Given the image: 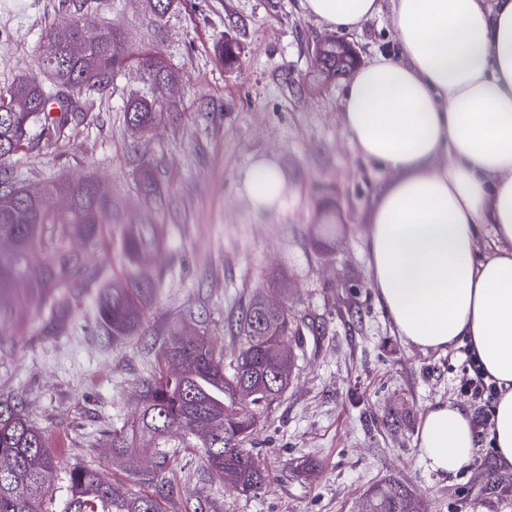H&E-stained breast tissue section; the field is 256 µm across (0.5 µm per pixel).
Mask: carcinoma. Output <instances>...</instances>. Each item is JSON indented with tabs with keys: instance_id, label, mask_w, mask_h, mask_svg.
Masks as SVG:
<instances>
[{
	"instance_id": "cac0c4a2",
	"label": "carcinoma",
	"mask_w": 512,
	"mask_h": 512,
	"mask_svg": "<svg viewBox=\"0 0 512 512\" xmlns=\"http://www.w3.org/2000/svg\"><path fill=\"white\" fill-rule=\"evenodd\" d=\"M158 39L164 38L165 20L178 0H149ZM94 19L76 9L70 19L48 27L41 37L35 69L0 87V323L16 322L18 299L45 300L62 287L70 297L98 288L96 320L114 341L134 336L143 326L153 296L152 285L139 279L137 260L147 251L160 252L164 240L158 227L126 224L109 196L92 189L94 179H60L37 192L15 186L11 160L34 137L46 141L64 136L83 118L80 103L112 88L116 75L137 67L150 84L176 81L158 50L121 46L97 40ZM87 43L84 59L67 55L69 42ZM317 67L330 77L357 67L358 57L344 52L315 51ZM179 101L159 105L134 97L126 110L131 132L141 136L171 112ZM136 192L147 206L162 204L163 190L152 166L142 162ZM122 224L119 252L121 276L100 285L101 269L86 261V253L106 248L111 226ZM42 256L33 261L34 254ZM70 307L55 303L45 325L51 333L67 321ZM185 326L173 325L160 349V370L138 385L140 409L129 427L112 432V457L121 460L144 485L159 481L163 463L144 467L135 448H165L169 438L196 441L212 475L224 489L249 497L262 489L266 470L254 450L247 447L261 414L287 389L291 367H281L277 349L293 338L288 303L254 297L242 311L243 337L232 373L224 369V348L203 330L183 339ZM60 459L47 434L26 416L20 403L0 398V512H49ZM66 497L61 512H163L159 496L132 491L102 478L89 468L67 472ZM363 512H418L406 489L388 483L364 501Z\"/></svg>"
}]
</instances>
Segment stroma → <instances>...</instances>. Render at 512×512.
Segmentation results:
<instances>
[{
	"label": "stroma",
	"mask_w": 512,
	"mask_h": 512,
	"mask_svg": "<svg viewBox=\"0 0 512 512\" xmlns=\"http://www.w3.org/2000/svg\"><path fill=\"white\" fill-rule=\"evenodd\" d=\"M102 29L126 44L159 46L179 74L180 109L141 137L128 131L130 97L151 96L136 70L83 106L84 119L53 143L16 155L17 183L36 190L94 177L136 222L160 225L163 252L144 253L140 274L155 284L137 335L115 342L99 330L94 293L69 301L61 334L44 331L48 304L31 300L24 323L0 325V397L23 402L60 458L57 498L74 466L135 485L105 460L113 429L139 409L135 386L155 371L168 327L190 314L234 359L239 318L255 291L285 299L295 339L293 373L262 415L250 444L267 470L251 497L227 493L198 448L168 451L164 512H362L374 487L396 482L421 512H512V467L498 464L483 404L460 385L469 350H423L398 335L371 285L368 213L391 178L357 157L339 112L346 77L326 78L314 50L331 29L304 0H182L156 40L145 0H91ZM72 0H0V85L33 69L46 28ZM360 61L396 52L390 0L345 33ZM238 59L225 66L217 44ZM274 160L287 184L279 209L254 212L245 175ZM154 165L166 207L135 191L139 160ZM448 400L478 419L479 448L457 475L432 471L419 433L425 412Z\"/></svg>",
	"instance_id": "35a3bbf8"
}]
</instances>
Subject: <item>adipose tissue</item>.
Returning a JSON list of instances; mask_svg holds the SVG:
<instances>
[{
  "label": "adipose tissue",
  "mask_w": 512,
  "mask_h": 512,
  "mask_svg": "<svg viewBox=\"0 0 512 512\" xmlns=\"http://www.w3.org/2000/svg\"><path fill=\"white\" fill-rule=\"evenodd\" d=\"M351 31L379 0H305ZM397 58L357 68L340 120L357 154L392 178L366 228L372 285L405 341L468 345L497 387L492 439L512 466V0H391ZM254 211L276 210L281 170L256 162L244 179ZM493 250L478 258L477 228ZM420 446L433 471L473 461L471 414L448 401L425 414Z\"/></svg>",
  "instance_id": "1"
}]
</instances>
